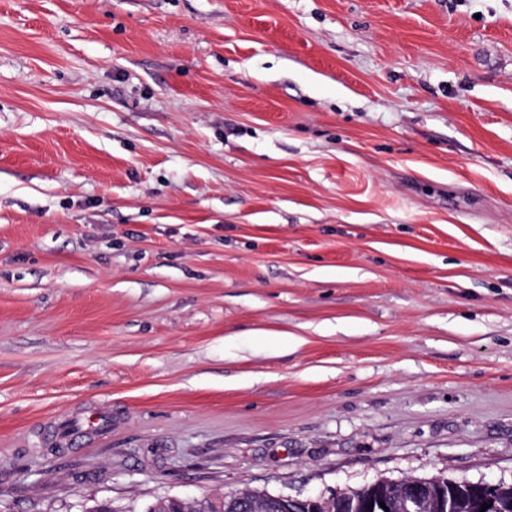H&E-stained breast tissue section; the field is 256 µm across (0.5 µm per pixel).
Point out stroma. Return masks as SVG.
I'll return each mask as SVG.
<instances>
[{
    "mask_svg": "<svg viewBox=\"0 0 512 512\" xmlns=\"http://www.w3.org/2000/svg\"><path fill=\"white\" fill-rule=\"evenodd\" d=\"M512 482V0H0V512Z\"/></svg>",
    "mask_w": 512,
    "mask_h": 512,
    "instance_id": "35a3bbf8",
    "label": "stroma"
}]
</instances>
